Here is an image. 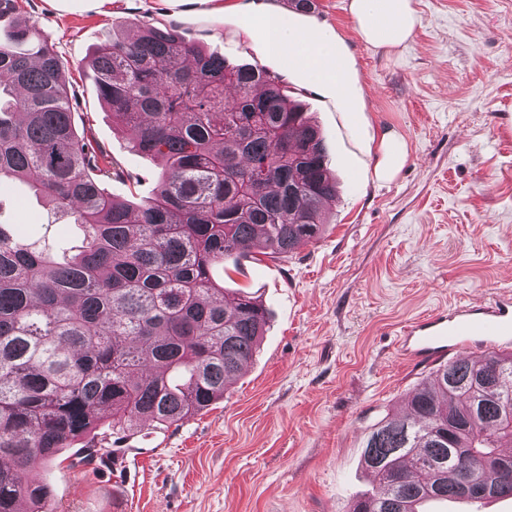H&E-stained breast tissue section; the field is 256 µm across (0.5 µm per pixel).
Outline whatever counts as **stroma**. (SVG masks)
Returning a JSON list of instances; mask_svg holds the SVG:
<instances>
[{
	"label": "stroma",
	"mask_w": 512,
	"mask_h": 512,
	"mask_svg": "<svg viewBox=\"0 0 512 512\" xmlns=\"http://www.w3.org/2000/svg\"><path fill=\"white\" fill-rule=\"evenodd\" d=\"M20 15L70 63L76 110L118 174L105 186L139 202L156 158L134 152L100 101L89 66L99 45L141 21L175 24L187 41L279 76L325 139L337 194L320 239L283 260L226 261V297L247 291L268 323L251 361L209 409L164 428L146 422L107 463L74 449L38 471L56 512H350L372 484L364 434L405 410L432 366L404 359L407 321L512 292V0H415L411 40L389 50L361 39L349 0H18ZM327 28L351 64L344 91L310 81L273 52L259 17ZM401 132L408 160L379 181L381 134ZM0 222L57 250L79 225L54 220L23 182L0 183Z\"/></svg>",
	"instance_id": "35a3bbf8"
}]
</instances>
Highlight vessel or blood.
I'll use <instances>...</instances> for the list:
<instances>
[{
  "label": "vessel or blood",
  "instance_id": "obj_1",
  "mask_svg": "<svg viewBox=\"0 0 512 512\" xmlns=\"http://www.w3.org/2000/svg\"><path fill=\"white\" fill-rule=\"evenodd\" d=\"M403 355L419 362L455 361L480 347L512 349V296L496 295L478 305L460 304L421 317L398 333Z\"/></svg>",
  "mask_w": 512,
  "mask_h": 512
}]
</instances>
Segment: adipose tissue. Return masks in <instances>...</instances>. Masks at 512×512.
Returning a JSON list of instances; mask_svg holds the SVG:
<instances>
[{
    "instance_id": "ef3b65f1",
    "label": "adipose tissue",
    "mask_w": 512,
    "mask_h": 512,
    "mask_svg": "<svg viewBox=\"0 0 512 512\" xmlns=\"http://www.w3.org/2000/svg\"><path fill=\"white\" fill-rule=\"evenodd\" d=\"M361 38L377 48L394 49L406 44L419 23L414 0H350ZM260 25L270 48L289 64L304 70L314 81L344 89L348 59L341 39L329 29L302 31L284 25L275 15L263 16ZM408 149L397 131H384L379 141L376 175L394 178L405 165Z\"/></svg>"
}]
</instances>
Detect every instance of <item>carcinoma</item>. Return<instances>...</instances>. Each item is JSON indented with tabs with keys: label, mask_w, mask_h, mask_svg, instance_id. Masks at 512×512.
<instances>
[{
	"label": "carcinoma",
	"mask_w": 512,
	"mask_h": 512,
	"mask_svg": "<svg viewBox=\"0 0 512 512\" xmlns=\"http://www.w3.org/2000/svg\"><path fill=\"white\" fill-rule=\"evenodd\" d=\"M18 9L0 0V180L30 184L55 219L81 225L84 245L59 256L0 223V512H53L36 469L81 439L79 462L102 461L101 412L120 435L224 398L266 315L252 296L226 300L212 269L317 239L336 182L279 77L142 24L90 60L112 122L162 162L153 197L114 199L103 182L122 173L78 132L69 62ZM407 406L365 435L374 486L352 512H420L425 498L466 496L465 482L512 493V475L488 468L512 465L500 453L512 448V356L441 365Z\"/></svg>",
	"instance_id": "cac0c4a2"
}]
</instances>
